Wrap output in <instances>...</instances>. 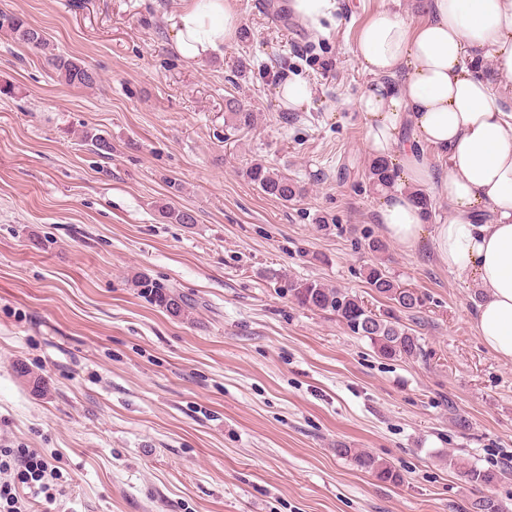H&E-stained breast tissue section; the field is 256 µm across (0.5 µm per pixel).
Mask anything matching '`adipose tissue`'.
<instances>
[{
	"instance_id": "ef3b65f1",
	"label": "adipose tissue",
	"mask_w": 512,
	"mask_h": 512,
	"mask_svg": "<svg viewBox=\"0 0 512 512\" xmlns=\"http://www.w3.org/2000/svg\"><path fill=\"white\" fill-rule=\"evenodd\" d=\"M413 20L389 10L359 32L354 54L372 80L357 100L364 142L399 168L402 188L384 193L376 221L404 252H426L471 278L483 300L475 329L496 357L512 361V113L501 80H512V0H426ZM177 53L203 60L238 35L232 0H188L165 16ZM488 55L490 75L470 60ZM448 158L435 172L422 154ZM426 189L451 214L429 224L415 201Z\"/></svg>"
}]
</instances>
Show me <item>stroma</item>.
I'll return each mask as SVG.
<instances>
[{"label": "stroma", "instance_id": "stroma-1", "mask_svg": "<svg viewBox=\"0 0 512 512\" xmlns=\"http://www.w3.org/2000/svg\"><path fill=\"white\" fill-rule=\"evenodd\" d=\"M234 3L235 42L197 62L164 21L182 0H0L99 74L67 87L0 32V448L37 450L59 475L32 512H468L484 495L512 512V361L477 336L475 288L395 244L367 248L380 194L353 48L380 10L417 17L420 0H337L317 28L285 0ZM287 73L312 86L303 111L276 96ZM231 96L254 127L225 123ZM259 161L304 196L262 193L245 175ZM164 204L195 224L168 223ZM380 260L426 297L411 324L426 357L381 358L271 277L345 288L382 313L364 277ZM136 272L197 300L191 319L140 294ZM460 463L508 476L474 487ZM339 455L351 456L358 467L374 474L380 481L397 483L401 480L399 472L391 465L379 462L375 457L364 451L352 448H336Z\"/></svg>", "mask_w": 512, "mask_h": 512}]
</instances>
